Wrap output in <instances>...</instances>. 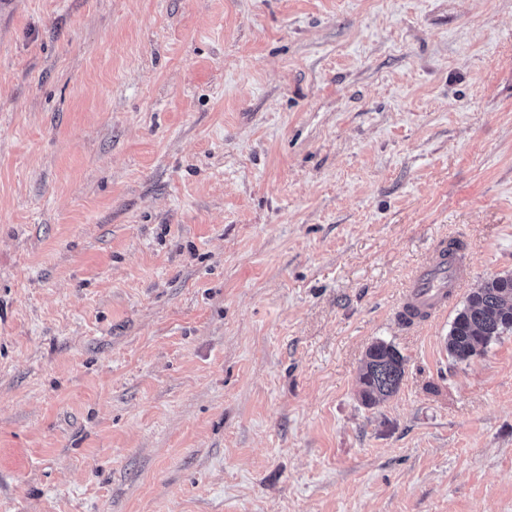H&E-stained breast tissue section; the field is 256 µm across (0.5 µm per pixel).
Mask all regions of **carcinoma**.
<instances>
[{"instance_id":"1","label":"carcinoma","mask_w":512,"mask_h":512,"mask_svg":"<svg viewBox=\"0 0 512 512\" xmlns=\"http://www.w3.org/2000/svg\"><path fill=\"white\" fill-rule=\"evenodd\" d=\"M512 331V275L485 280L467 298L448 331V354L459 362L485 351L490 341ZM405 374L400 351L383 341L372 344L359 372L360 399L375 406L393 396Z\"/></svg>"}]
</instances>
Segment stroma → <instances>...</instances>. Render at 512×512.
<instances>
[{
    "instance_id": "35a3bbf8",
    "label": "stroma",
    "mask_w": 512,
    "mask_h": 512,
    "mask_svg": "<svg viewBox=\"0 0 512 512\" xmlns=\"http://www.w3.org/2000/svg\"><path fill=\"white\" fill-rule=\"evenodd\" d=\"M510 273L512 0H0V512H512ZM452 244L451 239L444 241L435 250L433 259L421 265L405 287L402 312L420 315L414 321H427L443 313L450 298L461 288L456 271L468 254L467 250H458ZM512 331V275L485 280L467 298L448 331L447 349L463 362L485 351L490 341ZM404 365V357L392 344H372L359 372L362 404L372 407L397 393L405 374Z\"/></svg>"
}]
</instances>
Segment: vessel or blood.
<instances>
[{
	"instance_id": "1",
	"label": "vessel or blood",
	"mask_w": 512,
	"mask_h": 512,
	"mask_svg": "<svg viewBox=\"0 0 512 512\" xmlns=\"http://www.w3.org/2000/svg\"><path fill=\"white\" fill-rule=\"evenodd\" d=\"M467 259V253L445 242L436 249L434 257L421 265L408 282L402 311L429 320L443 313L451 297L459 290L456 271Z\"/></svg>"
}]
</instances>
